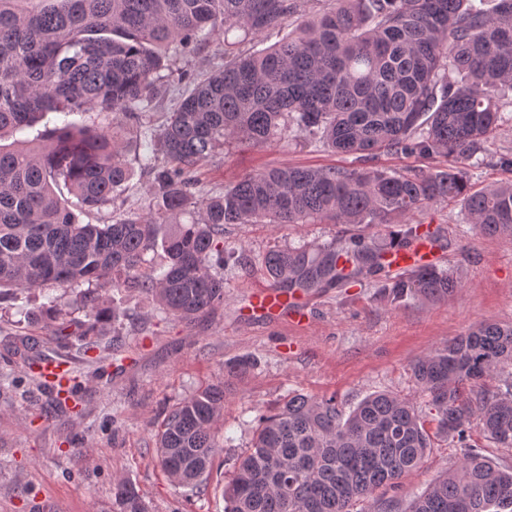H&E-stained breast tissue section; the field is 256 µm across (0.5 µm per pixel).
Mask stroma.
<instances>
[{"instance_id": "1", "label": "stroma", "mask_w": 512, "mask_h": 512, "mask_svg": "<svg viewBox=\"0 0 512 512\" xmlns=\"http://www.w3.org/2000/svg\"><path fill=\"white\" fill-rule=\"evenodd\" d=\"M224 37L212 35L182 55L180 70L200 76L222 66ZM512 157V107L502 114L494 146L483 165L469 169L472 184L512 179L500 165ZM354 169V156L284 142L236 147L212 157L200 173L206 192L272 165ZM149 176L135 170L123 198L83 215L107 224L129 212H146ZM434 232L435 261L457 269L463 286L436 301L391 305L363 273L353 281L309 295L308 325L260 321L245 309L251 287L264 284L261 257L270 249L349 236L344 224H228L224 242L240 247L241 263L224 270V303L206 319L186 323L164 317L151 297L108 284L97 287L107 305L126 314L118 339L104 338L89 353L58 342L57 325L42 312L61 297L66 320H82L75 291L21 289L0 303V512H115L112 490L121 479L136 486L149 512H224V486L236 459L249 448L256 420L291 391L335 396L352 406L366 395L392 391L424 407L426 398L412 363L448 345L481 322H512V238L475 233L463 210L435 206L413 216ZM55 351L70 361L78 404H53L38 371H24V357ZM249 357L255 364L226 375V365ZM227 382L226 443L216 456L204 492L171 482L156 457L153 434L172 408L203 388ZM460 451L434 440L418 470L399 490L382 488L353 512H382L386 502L408 503L415 493L455 468Z\"/></svg>"}]
</instances>
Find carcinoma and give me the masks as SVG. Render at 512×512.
<instances>
[{
  "label": "carcinoma",
  "instance_id": "carcinoma-1",
  "mask_svg": "<svg viewBox=\"0 0 512 512\" xmlns=\"http://www.w3.org/2000/svg\"><path fill=\"white\" fill-rule=\"evenodd\" d=\"M293 0H0V300L22 288H89L79 295L85 350L124 313L91 285L109 281L152 297L169 317L193 322L224 304L226 224H348L345 246L274 248L261 258L274 288L321 291L363 269L392 304L437 300L463 287L433 263L386 272L388 250L420 236L404 219L444 202L461 206L481 235L512 236V182L480 188L466 169L489 151L512 102V0H335L270 48L243 53L224 39V65L186 86L158 127L157 98L185 72L174 64L212 34L241 38L281 27ZM110 112L112 124H63L22 141L49 113ZM139 124L141 169L152 209L110 224H84L114 203L133 176L119 117ZM356 154L379 150L442 157L406 172L281 165L201 192L199 167L229 146L282 140ZM63 186L79 213L56 192ZM190 223L180 222L189 208ZM400 226L388 243L365 230ZM163 252L154 268L146 254ZM512 366V322H482L418 358L414 377L429 414L393 392L346 411L333 397L293 392L258 419L224 491L225 512H351L382 485L422 464L437 437L463 451L457 467L405 512H512V466L472 444L481 432L512 448V380L477 387ZM224 387L179 402L156 434L159 464L174 483L204 487L220 445ZM116 512H148L130 483L113 488Z\"/></svg>",
  "mask_w": 512,
  "mask_h": 512
}]
</instances>
